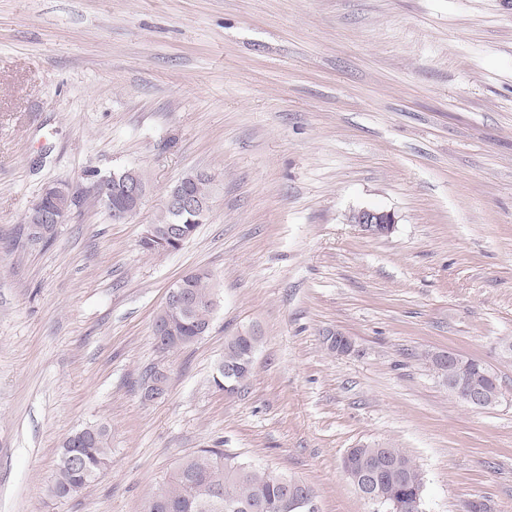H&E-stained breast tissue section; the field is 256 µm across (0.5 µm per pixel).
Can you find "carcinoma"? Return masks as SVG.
Instances as JSON below:
<instances>
[{
	"instance_id": "cac0c4a2",
	"label": "carcinoma",
	"mask_w": 512,
	"mask_h": 512,
	"mask_svg": "<svg viewBox=\"0 0 512 512\" xmlns=\"http://www.w3.org/2000/svg\"><path fill=\"white\" fill-rule=\"evenodd\" d=\"M179 183L198 198L205 210H210V178L207 175L190 171L179 179ZM71 204L68 195L59 193L46 201L44 208L62 220ZM42 209L34 207L24 217L28 239L35 244L49 243L55 236V225L46 223ZM173 226L177 227L176 233L188 239L198 228L196 223L179 222L174 213L164 209L156 222L157 237L140 238V249L150 255L178 250L180 245L166 234ZM181 281L186 292L185 304L164 306L154 319L168 327V341L173 350L195 343L200 329L212 322L217 307V292L208 269L197 268L181 277ZM261 341L262 336L258 334L246 337L240 332L226 338L224 355L213 377L218 389L223 390L229 384L243 387L251 376ZM157 382L167 383V376L154 366L142 378V395L149 397L156 390ZM346 456L354 476L363 471L382 470L385 461H390L393 468L383 470L381 475L383 492L402 502L404 512H419V508L411 507V503L423 498L424 476L403 449L359 446L349 449ZM111 462V435L106 426L87 425L75 431L61 446L51 494L58 499L72 497L95 481L99 470ZM284 481L283 476L230 461L219 448H202L185 457L148 495L142 512H228L225 505L229 502L255 506L258 512H292L284 500Z\"/></svg>"
}]
</instances>
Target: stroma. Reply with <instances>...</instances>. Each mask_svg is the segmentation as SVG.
<instances>
[{
  "mask_svg": "<svg viewBox=\"0 0 512 512\" xmlns=\"http://www.w3.org/2000/svg\"><path fill=\"white\" fill-rule=\"evenodd\" d=\"M138 171L113 222L95 174ZM211 208L181 249L138 246L185 173ZM78 196L48 244L24 216ZM394 213L386 237L347 220ZM211 271V330L170 352L168 286ZM263 336L247 386L213 383L224 340ZM351 336L358 353H330ZM512 0H0V512H141L186 456L303 482L317 512H373L342 468L406 450L423 512H512ZM495 371L494 408L424 360ZM167 393L144 400L149 367ZM106 425L112 463L50 486L62 441ZM210 178L201 172L190 171L185 173L177 183L195 195L203 208L209 212L211 204ZM57 190H64L69 194L70 197L73 198L74 201H76L75 193L69 187L64 185L51 184L44 187L39 197L30 208H32L34 205L41 204L43 200L52 196ZM24 221L25 224H27L28 239L32 243H49L54 239L56 232L55 225L46 223L43 218L42 208L34 207L30 209L25 214ZM437 354V365L440 369L437 370L443 379L448 383V387H452L455 390L456 397L467 404L468 406L475 409H487L498 405L502 399V393L500 390L499 396L496 400H489L485 397L483 390L479 387L476 381H470L468 384H460L456 381L461 371L468 366L469 363L478 364L483 369V375L488 376L489 373L494 371L484 363L480 361H473V358L465 357L455 350H439ZM495 374V373H494Z\"/></svg>",
  "mask_w": 512,
  "mask_h": 512,
  "instance_id": "35a3bbf8",
  "label": "stroma"
}]
</instances>
